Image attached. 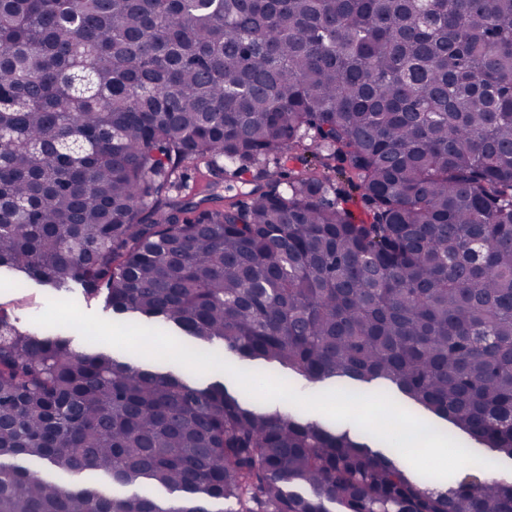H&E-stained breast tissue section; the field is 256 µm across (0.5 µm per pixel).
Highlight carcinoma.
Instances as JSON below:
<instances>
[{"label":"carcinoma","instance_id":"cac0c4a2","mask_svg":"<svg viewBox=\"0 0 512 512\" xmlns=\"http://www.w3.org/2000/svg\"><path fill=\"white\" fill-rule=\"evenodd\" d=\"M2 267L512 458V0H0ZM373 444L0 309V512H512ZM393 399L404 409L421 419L422 421L426 422L427 424L431 425L435 428L436 431L449 435L453 438H455L457 441H459L461 444H463L468 449L474 447L476 448L478 445L474 444V441L465 433L455 429L451 424L447 423L446 421H442L439 423H434V416H431L425 412H422L416 408L410 407L406 404V402L401 399Z\"/></svg>","mask_w":512,"mask_h":512}]
</instances>
